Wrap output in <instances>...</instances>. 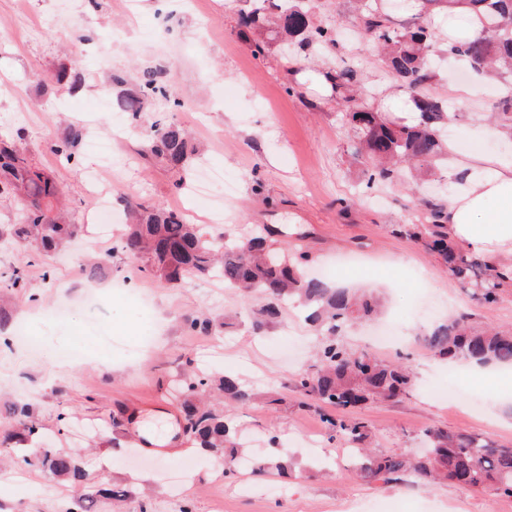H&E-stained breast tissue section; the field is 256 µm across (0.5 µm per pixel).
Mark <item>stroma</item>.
Here are the masks:
<instances>
[{"instance_id": "obj_1", "label": "stroma", "mask_w": 512, "mask_h": 512, "mask_svg": "<svg viewBox=\"0 0 512 512\" xmlns=\"http://www.w3.org/2000/svg\"><path fill=\"white\" fill-rule=\"evenodd\" d=\"M124 0H0V139L18 140L24 154L66 190L64 205L80 240L65 258L33 257L9 238L19 201L0 195V304L13 325L24 326L39 346L28 351L0 343V425L8 400L27 396L40 439L76 451L83 485L24 471L21 462H0V512H66L84 485L109 483L122 497L102 496L94 512H349L363 501L370 512H512V497L473 492L452 483L426 486L414 476L391 483L365 478L360 458L344 441L311 447L310 434L324 431L320 411L294 406V381L312 371L321 335L294 304L259 328L253 314L261 295L242 296L220 275L193 278L174 287L145 277L141 262L119 247L128 204L162 205L194 215L206 234L243 237L268 226L276 240L308 252L309 270L336 271V285L375 290L384 317H396L400 342L374 346L370 326L347 327L341 339L352 351L387 362L407 357L415 384L400 401L353 408L382 453L419 455L425 428L436 426L512 443V403L474 382L471 368L448 373L428 352L423 335L460 311L475 327L512 330V288L483 305L448 275L418 243L395 236V224H417L424 201L446 203L458 192L434 190L465 151L512 159V138L489 122L486 95L494 77L470 79L461 62L442 63L434 93L462 109L448 128L458 153L422 176L419 192L399 179L368 185L369 167L354 153V133L322 71L342 60L362 69L361 97L387 116L408 119L399 81L372 59L361 40L317 55L311 66L285 72L277 50L253 52L238 14L250 0H141L136 23L123 14ZM167 73L179 109L161 118L186 129L195 147L182 171L170 170L146 151L143 129L123 134L112 146V224L95 222L85 192L92 163L86 145L73 161L57 158L54 139L69 124L107 135L115 115L109 104L138 92L144 68ZM122 75L114 83L113 75ZM79 92H70L71 83ZM466 86L459 94L458 86ZM220 175L208 196H191L202 170ZM232 195H225V186ZM224 221H206L209 206ZM108 264L90 274L94 258ZM26 271L24 287H10L14 269ZM205 315L211 334L192 333L188 321ZM213 351L207 370L245 381L259 400L225 403L251 459L270 453L276 433L291 469L252 466L225 475L201 455L187 435L169 392L183 373V356ZM173 409L172 418L146 414L149 406ZM66 422H59V414ZM170 445L157 458L138 453L139 439Z\"/></svg>"}]
</instances>
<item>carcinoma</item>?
<instances>
[{"label":"carcinoma","instance_id":"carcinoma-1","mask_svg":"<svg viewBox=\"0 0 512 512\" xmlns=\"http://www.w3.org/2000/svg\"><path fill=\"white\" fill-rule=\"evenodd\" d=\"M358 2L359 37L373 50L377 63L400 79L410 110L419 114V120L411 125L396 124L368 106L357 94L362 73L352 65H335L326 71V77L355 129L356 151L373 163L370 180L388 182L404 169L431 165L447 154L448 144L442 140L441 130L451 120L452 111L446 98L429 90L435 78L427 66L431 55L443 51L469 66H480L483 73L512 72V0H464L485 32L484 37L473 41L462 39L459 29L441 38L432 32L427 20L429 7L446 5L448 0H406L414 4V13L412 23L401 28L394 26L380 0ZM239 27L266 33L254 44L257 55L265 54L277 42L293 47L291 53H281L286 71L294 62L309 58L311 48L337 44V28L314 20L313 7L301 0H253L252 8L240 16ZM148 98L170 100L159 73L151 70L144 72L139 94L118 99L116 108L138 122ZM151 126L154 135L149 151L174 169L182 167L188 156L185 131L159 119ZM84 139V127L74 123L54 143L53 151L69 162ZM8 191H23L28 197L13 225L18 246L38 253H56L79 234L80 225L67 222L57 208L61 189L55 180L34 170L16 142L0 140V194ZM443 213L444 207L430 204L421 223L399 227L395 232L423 241L448 266V273L470 288L479 301L488 306L495 304L505 281L448 240ZM132 217L135 223L126 225L119 246L124 253L145 261L141 271L168 284H182L217 270L224 277V285L266 297L267 303L258 312L262 317L278 315L280 305L290 299L312 309L309 319L327 331V336L318 350L316 370L299 374L294 387L303 397L300 404L319 410L331 406L339 411L335 416L323 415L327 440L341 436L353 444L362 443L365 425L350 416L349 410L369 400L398 398L410 388L412 369L408 365L384 363L365 353L357 355L336 339L342 325L377 314L379 301L374 294H359L304 276L307 256L288 253L267 234L239 239L209 237L200 225L187 223L179 211L162 206H139L132 210ZM465 319L467 316L462 315L435 326L424 337L426 348L444 359L484 367L512 366V335L491 329L469 333ZM213 384L231 401L252 399L238 379L227 375L215 378L186 374L176 391L187 435L203 453L220 458L231 469L236 459L235 428L223 409L207 402L206 393ZM11 427L0 440L1 448L10 447L16 438L39 433L27 402L13 403ZM424 436L427 452L413 464L418 478H444L475 492L491 489L512 496L511 444L475 433L440 429H427ZM360 459L365 475L386 483L397 479L408 466L398 455H362ZM23 464L57 479L83 477L79 454L63 452L52 442L27 449ZM117 494L119 491L112 488L90 490L79 495L74 507L66 512H90L93 496Z\"/></svg>","mask_w":512,"mask_h":512}]
</instances>
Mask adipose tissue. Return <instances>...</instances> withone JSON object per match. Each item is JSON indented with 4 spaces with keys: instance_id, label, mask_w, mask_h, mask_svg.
Instances as JSON below:
<instances>
[{
    "instance_id": "adipose-tissue-1",
    "label": "adipose tissue",
    "mask_w": 512,
    "mask_h": 512,
    "mask_svg": "<svg viewBox=\"0 0 512 512\" xmlns=\"http://www.w3.org/2000/svg\"><path fill=\"white\" fill-rule=\"evenodd\" d=\"M463 186L448 204V235L512 281V163L471 154L458 171Z\"/></svg>"
}]
</instances>
